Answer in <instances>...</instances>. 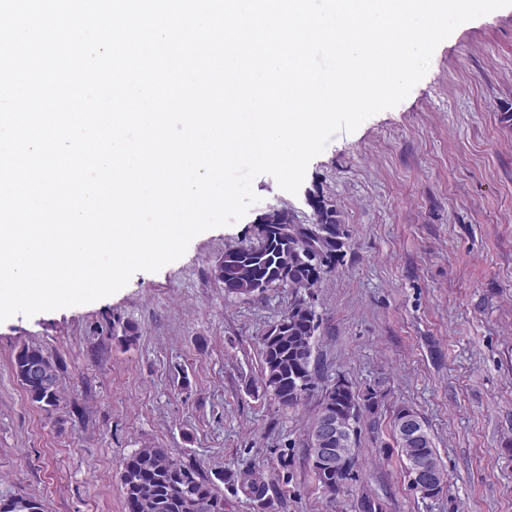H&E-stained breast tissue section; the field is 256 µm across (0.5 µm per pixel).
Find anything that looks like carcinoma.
I'll return each instance as SVG.
<instances>
[{
	"mask_svg": "<svg viewBox=\"0 0 512 512\" xmlns=\"http://www.w3.org/2000/svg\"><path fill=\"white\" fill-rule=\"evenodd\" d=\"M311 223L321 225L329 240L325 241L319 262L311 266L302 255L303 241L285 240L276 230L278 224H294L295 216L280 208L259 221L256 241L246 246H229L224 256L230 263L217 262L211 275L222 285L227 296L250 298L261 296L273 289L288 288L295 298L281 317L285 325L279 336L268 332L262 338L263 392L271 395L279 405L294 408L315 390L319 376L318 363L313 350L319 316L311 301L312 289L336 271L342 262L348 239L336 202L316 186L308 191ZM40 364L45 378L32 380L26 377L28 367ZM11 367L24 388L29 400L41 407L54 406L59 401L57 363L36 346L25 345L17 350ZM383 394L368 388L357 395L346 381L336 380L321 391L318 410L308 430H313L328 413L351 409L356 412L354 426L343 436V447L353 456V468L336 476H324L315 460V445L307 442L306 455L322 492L331 499L352 490L361 481L362 466L358 442L361 426L376 424ZM411 417L420 424L421 436L407 441L401 429L402 421ZM392 442L385 447L397 452L403 460L408 477H413V461L427 456L433 462L439 480H445L433 438L420 414L412 407L402 405L391 425ZM239 489L250 499L263 503L268 485L261 474L246 468L232 474ZM122 488L126 512H224V496L219 493L211 478L197 468L173 458L163 448H139L126 457L122 464ZM359 512H385L383 502L368 493L358 501Z\"/></svg>",
	"mask_w": 512,
	"mask_h": 512,
	"instance_id": "1",
	"label": "carcinoma"
}]
</instances>
